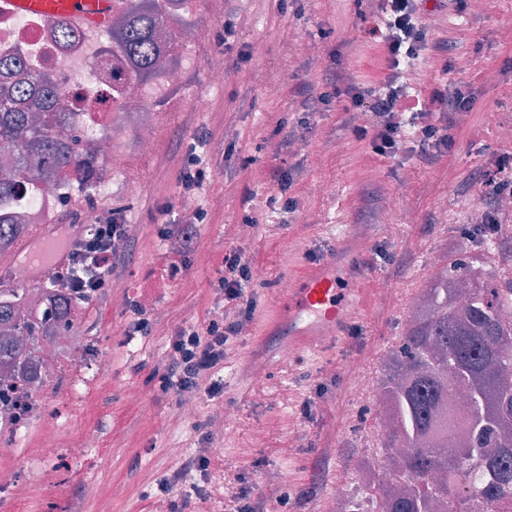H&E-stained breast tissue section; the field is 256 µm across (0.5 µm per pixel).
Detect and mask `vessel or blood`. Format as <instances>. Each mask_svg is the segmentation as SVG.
Here are the masks:
<instances>
[{"instance_id": "b4317fda", "label": "vessel or blood", "mask_w": 512, "mask_h": 512, "mask_svg": "<svg viewBox=\"0 0 512 512\" xmlns=\"http://www.w3.org/2000/svg\"><path fill=\"white\" fill-rule=\"evenodd\" d=\"M12 4L27 13L77 15L95 28L107 27L112 15V0H12ZM60 230L57 224L38 225L29 249L51 248ZM348 245L347 238H337L336 264L321 263L306 270L278 305L267 333L287 337L295 358L335 351L350 328L363 320L375 296L367 266L348 261Z\"/></svg>"}]
</instances>
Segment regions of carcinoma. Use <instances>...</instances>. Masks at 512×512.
<instances>
[{
	"mask_svg": "<svg viewBox=\"0 0 512 512\" xmlns=\"http://www.w3.org/2000/svg\"><path fill=\"white\" fill-rule=\"evenodd\" d=\"M198 0H114L110 24L112 51L123 57L128 73L115 86V107L134 105L132 89L153 82L166 50L170 65L182 63L181 32ZM76 117L64 103L58 77L31 66L23 52L0 57V234L17 224L10 206L22 187L29 159L36 160L30 183L90 158L75 149L71 130ZM45 304L33 306L27 289L0 280V387L29 402L28 419L37 407L30 390L48 386L54 375L42 371L40 358L24 353L21 336H45L59 343L70 335L74 314L87 300L57 286L55 278L38 282ZM467 304H454L457 289ZM423 306L409 315L399 344L385 360L381 385L392 411L393 430L384 435V460L391 463L394 488L370 489L381 497L382 512H433L451 502L455 512H472L479 499H495L512 512V280L460 261L442 268L421 292ZM467 386L469 426L458 440L459 454L442 451L453 416L438 419L449 398L448 381ZM0 429L10 434L26 427L15 421L12 404L0 406Z\"/></svg>",
	"mask_w": 512,
	"mask_h": 512,
	"instance_id": "cac0c4a2",
	"label": "carcinoma"
}]
</instances>
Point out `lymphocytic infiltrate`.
<instances>
[{
  "label": "lymphocytic infiltrate",
  "instance_id": "obj_1",
  "mask_svg": "<svg viewBox=\"0 0 512 512\" xmlns=\"http://www.w3.org/2000/svg\"><path fill=\"white\" fill-rule=\"evenodd\" d=\"M427 0H376V21L368 29L370 39L384 44L389 70L384 82L367 87L345 81L333 85L331 92L321 93L320 103L331 97L346 96L345 126L368 140L374 154L395 157L401 153L423 162L437 160L456 144L455 133L466 127L474 110V96L469 87L451 82L434 88L429 98L409 99L399 84L401 72L425 51L430 40V26L424 13ZM372 116L369 124L356 123V114ZM476 185L487 205L477 224H467L463 233L468 239L495 236L500 224L496 200L512 195V153L497 156L493 165L482 168ZM162 222L158 235L177 256L170 274H177L196 252L197 227L205 223L208 211L197 207L192 216L177 214L174 205L160 208ZM132 231L119 215L85 226L82 233L64 244L66 263L58 276L63 287L91 300L110 286L112 271L120 255L115 246L130 242ZM254 266L241 249L225 252L216 267L211 286L216 293L218 316L201 324L183 323L169 340L167 363L160 376L162 394L178 400L204 394H221L224 385L220 372L230 348L237 341L243 325L252 322L256 302L253 296Z\"/></svg>",
  "mask_w": 512,
  "mask_h": 512
}]
</instances>
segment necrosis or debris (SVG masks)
Returning <instances> with one entry per match:
<instances>
[{
    "mask_svg": "<svg viewBox=\"0 0 512 512\" xmlns=\"http://www.w3.org/2000/svg\"><path fill=\"white\" fill-rule=\"evenodd\" d=\"M72 30L68 39L55 36V27ZM23 49L29 58L47 60L59 71L70 111L76 112L82 146H93L96 155L88 166L71 170L70 180L80 183L83 193L73 198L64 188L46 191L24 187L21 212L29 225L49 223L51 215L68 207L77 213L100 215L112 209V175H123V190L133 196L143 188L139 169L115 141L125 133L126 123L114 115L112 68L116 61L105 31L86 26L78 18L56 19L23 13L10 0H0V54Z\"/></svg>",
    "mask_w": 512,
    "mask_h": 512,
    "instance_id": "necrosis-or-debris-1",
    "label": "necrosis or debris"
}]
</instances>
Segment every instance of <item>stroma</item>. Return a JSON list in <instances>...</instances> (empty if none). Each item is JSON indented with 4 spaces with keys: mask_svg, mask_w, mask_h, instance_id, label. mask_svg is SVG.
Masks as SVG:
<instances>
[{
    "mask_svg": "<svg viewBox=\"0 0 512 512\" xmlns=\"http://www.w3.org/2000/svg\"><path fill=\"white\" fill-rule=\"evenodd\" d=\"M435 20L429 47L420 66L427 81L412 87V94L429 96L448 80L470 85L476 102L472 125L456 138L453 151L435 163H420L407 155H373L367 141L343 125L346 98L314 107L313 97L325 91L334 74L349 76L366 86L380 85L386 74L382 44L370 40L369 0H223L219 16L209 14V0H200L193 21L199 32L182 54L183 82L164 103L150 111L127 109L130 125L120 148L136 158L143 191L134 198H117L133 226V238L112 275L110 288L85 304L79 322L93 342L90 355L97 369L84 377L70 364H61V382L44 390L41 415L60 425L62 447H76L85 434L98 440L81 458L36 455L35 426L20 436H0V466L15 470L30 493L20 500L0 491V512H154L164 500L160 480L173 466V446L204 448L210 426L227 408L237 414L235 435L208 470L204 489L218 478L239 475L234 492L256 496L261 483L280 484L287 497L282 512H322L335 490L339 474H354L360 462L380 461L382 444L366 447L363 432L376 431L377 416L368 393L355 387L353 374L379 382V353L398 345L407 317L404 303L390 294L393 282L408 292H419L440 267L473 257V244L458 233L452 219L473 193L466 179L470 172L512 148L500 129L512 125V42L502 40L503 27L512 25L497 0L488 9L458 14L449 0H429ZM238 22L232 43L224 41V19ZM253 52L250 61L239 58L242 46ZM341 55L330 59L332 48ZM224 66V83L211 86L207 74L215 64ZM261 72L260 84L240 81L242 72ZM277 84V97H268L265 83ZM208 99V111H194L193 98ZM309 116L306 148L282 149L276 133L279 122ZM147 122L156 128L154 155L143 159L133 131ZM211 137L207 155L215 170L211 187L212 218L200 225L198 250L208 264L191 261L170 275L171 257L157 237L158 208L180 197L179 175L193 137ZM232 156H225V148ZM273 167L290 171V195L298 197L296 221L281 227L267 199L275 190L263 175ZM332 182L336 193L324 195L322 185ZM405 207L392 211L394 195ZM393 223H385L386 214ZM256 225L250 236L239 230L245 218ZM402 227L389 234L391 224ZM348 224L357 244L384 246L395 264L369 262L377 286L364 320L348 334L333 355L304 358L287 374L269 375L265 394L254 390L253 377H241L242 359L262 331L282 294L281 282L294 281L310 264L311 252L335 248L323 227ZM241 248L267 276L255 287L256 311L249 335L240 337L224 362V394L200 397L192 420L179 416L176 397L157 392L169 339L181 323L203 322L215 305L210 286L212 263L225 250ZM143 296L154 313L150 336L128 337L132 317L129 299ZM329 381L323 404L303 417L302 404L314 379ZM153 411L143 418L142 406ZM210 512H226L227 495L211 494Z\"/></svg>",
    "mask_w": 512,
    "mask_h": 512,
    "instance_id": "35a3bbf8",
    "label": "stroma"
}]
</instances>
